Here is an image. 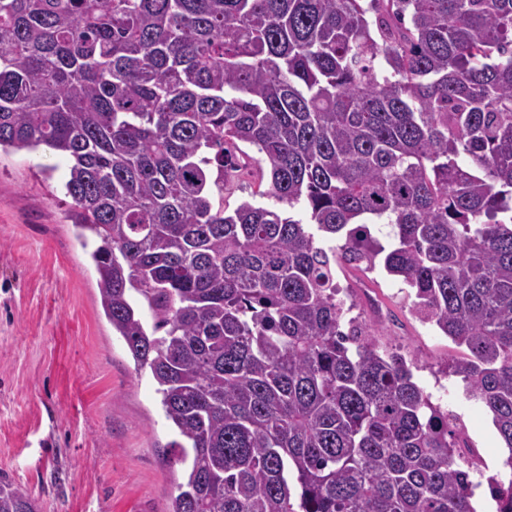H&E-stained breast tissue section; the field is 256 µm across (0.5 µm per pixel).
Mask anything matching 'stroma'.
<instances>
[{"mask_svg": "<svg viewBox=\"0 0 512 512\" xmlns=\"http://www.w3.org/2000/svg\"><path fill=\"white\" fill-rule=\"evenodd\" d=\"M65 157L0 153V471L40 512H168L182 476L176 434L149 371H135L99 302L97 272L62 184ZM353 316L371 321L376 292L393 321L376 326L415 382L479 448L484 476L505 480L512 455L491 414L446 365L452 341L413 310L414 292L384 269L340 270Z\"/></svg>", "mask_w": 512, "mask_h": 512, "instance_id": "35a3bbf8", "label": "stroma"}]
</instances>
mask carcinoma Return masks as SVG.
<instances>
[{"mask_svg":"<svg viewBox=\"0 0 512 512\" xmlns=\"http://www.w3.org/2000/svg\"><path fill=\"white\" fill-rule=\"evenodd\" d=\"M41 146L179 437L171 512H475L474 447L343 330V265L413 288L512 467V0H0V151ZM241 174L328 244L227 213ZM0 512H39L3 472Z\"/></svg>","mask_w":512,"mask_h":512,"instance_id":"obj_1","label":"carcinoma"}]
</instances>
